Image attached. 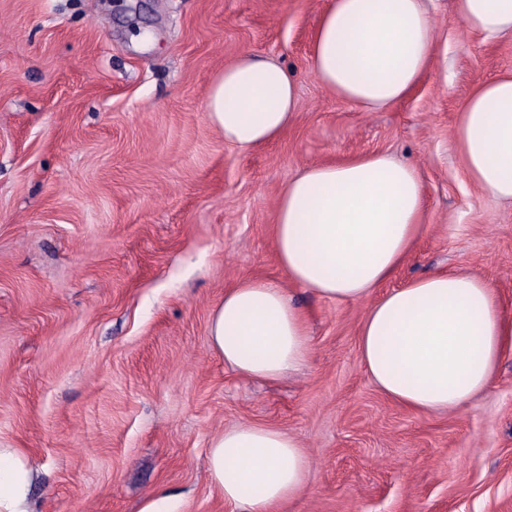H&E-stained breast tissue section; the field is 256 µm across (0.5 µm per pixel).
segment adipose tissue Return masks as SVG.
Instances as JSON below:
<instances>
[{
  "mask_svg": "<svg viewBox=\"0 0 512 512\" xmlns=\"http://www.w3.org/2000/svg\"><path fill=\"white\" fill-rule=\"evenodd\" d=\"M470 31L512 33V0H454ZM436 33L424 0H329L312 36L317 80L367 109L404 100L433 61ZM207 118L240 149L277 141L298 118L293 75L246 53L213 83ZM457 141L469 179L512 201V72L478 84L461 107ZM425 195L415 166L384 153L310 166L277 200L276 260L287 283L244 276L224 291L208 339L225 367L276 381L312 355L309 320L288 285L342 301L373 297L359 329V361L375 386L416 412L455 411L485 391L507 346V317L491 284L439 271L384 291L423 232ZM210 482L225 503L278 512L307 488L300 441L271 425L244 423L214 435ZM38 469L18 448H0V512H35Z\"/></svg>",
  "mask_w": 512,
  "mask_h": 512,
  "instance_id": "ef3b65f1",
  "label": "adipose tissue"
}]
</instances>
